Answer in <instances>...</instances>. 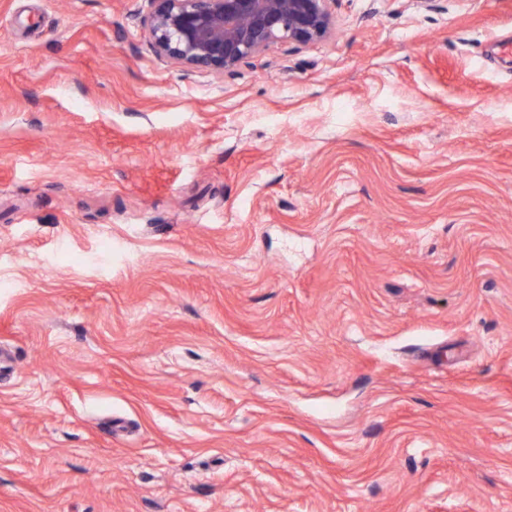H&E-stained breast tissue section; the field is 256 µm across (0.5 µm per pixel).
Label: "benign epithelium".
Returning <instances> with one entry per match:
<instances>
[{
  "mask_svg": "<svg viewBox=\"0 0 512 512\" xmlns=\"http://www.w3.org/2000/svg\"><path fill=\"white\" fill-rule=\"evenodd\" d=\"M332 0H149L144 26L155 52L194 72L217 75L276 42L305 44L332 29Z\"/></svg>",
  "mask_w": 512,
  "mask_h": 512,
  "instance_id": "1",
  "label": "benign epithelium"
}]
</instances>
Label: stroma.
I'll list each match as a JSON object with an SVG mask.
<instances>
[{
	"label": "stroma",
	"instance_id": "obj_1",
	"mask_svg": "<svg viewBox=\"0 0 512 512\" xmlns=\"http://www.w3.org/2000/svg\"><path fill=\"white\" fill-rule=\"evenodd\" d=\"M330 8L0 0V512H512V0ZM332 0H149L155 52L194 72H233L276 42L305 44L332 29Z\"/></svg>",
	"mask_w": 512,
	"mask_h": 512
}]
</instances>
